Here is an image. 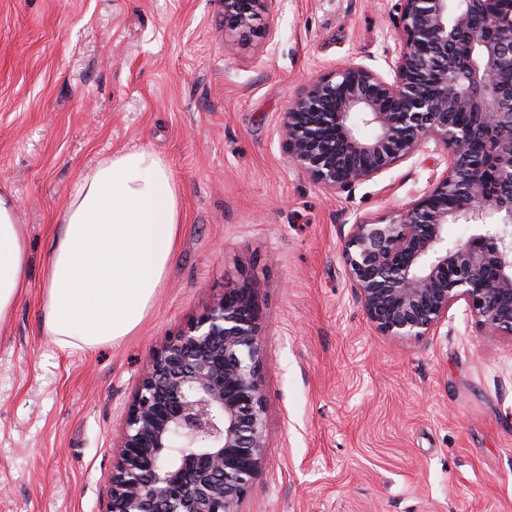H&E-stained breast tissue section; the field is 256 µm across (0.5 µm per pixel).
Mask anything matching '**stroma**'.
<instances>
[{
    "label": "stroma",
    "instance_id": "stroma-1",
    "mask_svg": "<svg viewBox=\"0 0 512 512\" xmlns=\"http://www.w3.org/2000/svg\"><path fill=\"white\" fill-rule=\"evenodd\" d=\"M395 3L268 0L244 34L222 0H0V191L31 257L0 323V512H106L147 362L246 277L269 448L239 512H512V339L460 304L434 334L380 335L341 257L349 224L428 190L425 153L329 190L278 140L305 85L386 72ZM139 146L182 188L175 259L134 334L59 350L42 331L51 228L83 173Z\"/></svg>",
    "mask_w": 512,
    "mask_h": 512
}]
</instances>
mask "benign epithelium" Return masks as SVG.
<instances>
[{"label": "benign epithelium", "mask_w": 512, "mask_h": 512, "mask_svg": "<svg viewBox=\"0 0 512 512\" xmlns=\"http://www.w3.org/2000/svg\"><path fill=\"white\" fill-rule=\"evenodd\" d=\"M266 2L224 0V13L247 29ZM488 4L397 0L388 76L351 63L303 88L278 128L289 161L329 190L420 151L443 154L428 192L344 235L348 281L383 336H426L462 301L484 331L512 338V80L500 74L512 66V9ZM460 112L474 123L454 120ZM450 224L478 233L450 245ZM263 360L244 278L153 353L123 423L107 512H238L268 448Z\"/></svg>", "instance_id": "7a95c632"}]
</instances>
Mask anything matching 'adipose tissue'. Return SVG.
<instances>
[{
  "label": "adipose tissue",
  "mask_w": 512,
  "mask_h": 512,
  "mask_svg": "<svg viewBox=\"0 0 512 512\" xmlns=\"http://www.w3.org/2000/svg\"><path fill=\"white\" fill-rule=\"evenodd\" d=\"M18 198L0 192V323L28 286ZM182 225V190L167 162L135 147L101 158L76 183L43 270V329L59 350L119 343L150 314Z\"/></svg>",
  "instance_id": "adipose-tissue-1"
}]
</instances>
